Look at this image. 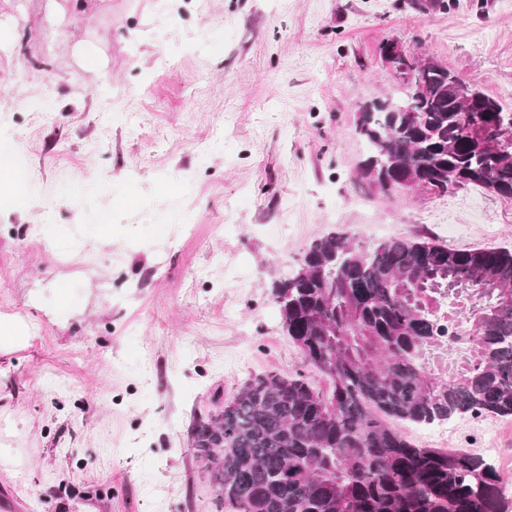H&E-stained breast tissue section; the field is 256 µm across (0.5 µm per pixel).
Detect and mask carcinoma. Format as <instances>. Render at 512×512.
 I'll return each instance as SVG.
<instances>
[{
    "label": "carcinoma",
    "mask_w": 512,
    "mask_h": 512,
    "mask_svg": "<svg viewBox=\"0 0 512 512\" xmlns=\"http://www.w3.org/2000/svg\"><path fill=\"white\" fill-rule=\"evenodd\" d=\"M393 79L401 96L358 106V176L380 190L417 176L440 193L478 185L512 199V148L491 141L512 112L480 91L462 96L437 63ZM271 295L330 387L256 376L220 419L199 418L191 449L219 478L217 512H506L485 457L418 448L385 418L512 416L511 252L330 232Z\"/></svg>",
    "instance_id": "cac0c4a2"
}]
</instances>
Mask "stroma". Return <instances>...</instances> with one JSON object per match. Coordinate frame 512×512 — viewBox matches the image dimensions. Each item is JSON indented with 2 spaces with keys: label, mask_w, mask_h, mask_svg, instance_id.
I'll return each instance as SVG.
<instances>
[{
  "label": "stroma",
  "mask_w": 512,
  "mask_h": 512,
  "mask_svg": "<svg viewBox=\"0 0 512 512\" xmlns=\"http://www.w3.org/2000/svg\"><path fill=\"white\" fill-rule=\"evenodd\" d=\"M447 2L0 0V323L30 334L0 354V512H216L191 427L306 372L270 284L329 232L512 252V200L356 176L383 41L512 110V0ZM395 427L493 441L512 500V417Z\"/></svg>",
  "instance_id": "obj_1"
}]
</instances>
